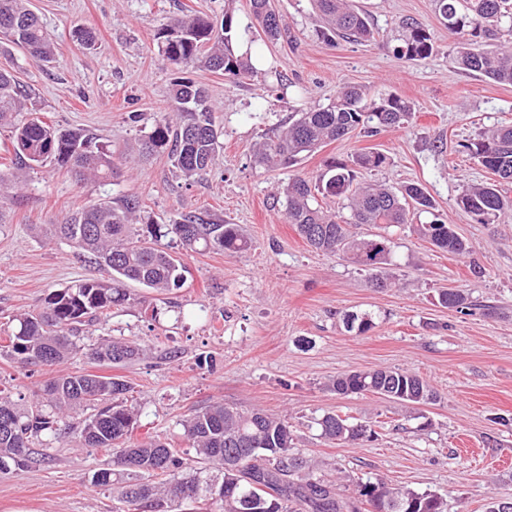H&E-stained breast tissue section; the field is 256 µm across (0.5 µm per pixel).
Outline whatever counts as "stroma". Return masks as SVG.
Returning <instances> with one entry per match:
<instances>
[{
    "label": "stroma",
    "instance_id": "obj_1",
    "mask_svg": "<svg viewBox=\"0 0 512 512\" xmlns=\"http://www.w3.org/2000/svg\"><path fill=\"white\" fill-rule=\"evenodd\" d=\"M375 39L317 35L310 0H273L288 36L267 40L250 0H30L57 47L42 66L21 48L0 44V66L13 69L30 91V108L61 129L82 131L133 159L116 184L76 181L49 163L0 183V314L40 306L51 291L99 270L50 226L66 212L101 198L138 197L146 224H167L177 213L204 211L240 225L250 250L181 253L182 286L156 296L153 310L130 285L135 301L96 315L81 332V349L62 372L121 375L141 410L134 439L149 436L185 449L181 420L211 402L259 408L291 418L296 453L322 461L327 479L348 475L391 488L436 491L457 512H485L491 497L512 494V217L492 224L457 204L471 184L492 181L467 145L480 131L512 125V85L457 68L455 38L440 22L435 0H354ZM232 4L235 40L264 60L244 82L195 68L224 132V150L205 180L179 177L170 158L136 157V143L169 112L171 73L159 53L158 31L182 13L222 17ZM411 19L433 45L424 59L396 57L400 24ZM92 29L97 48L74 39ZM366 87L410 101L408 127L373 137L356 135L303 156L294 170L317 174L326 158L371 149L386 164L359 181L421 184L437 214L454 225L470 251L453 255L421 239L414 225L390 228L395 243L389 287H372L365 272L310 248L284 223L283 187L291 171L265 170L253 155L262 138L280 132L290 113L324 106L340 87ZM466 290L474 303L463 315L439 304L446 288ZM348 314L369 316L367 333L347 330ZM119 337L142 348L120 367L94 364L85 351ZM399 368L427 380L438 399L412 406L377 394L342 396L336 376ZM50 371L0 357V389L33 398ZM340 412L369 422L375 434L357 446L321 439L314 419ZM509 425H501V418ZM49 462L0 478V512H113L112 491L91 476L107 454L80 447L73 435L53 440Z\"/></svg>",
    "mask_w": 512,
    "mask_h": 512
}]
</instances>
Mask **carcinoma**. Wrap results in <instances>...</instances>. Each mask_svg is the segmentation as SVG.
I'll return each mask as SVG.
<instances>
[{"label": "carcinoma", "mask_w": 512, "mask_h": 512, "mask_svg": "<svg viewBox=\"0 0 512 512\" xmlns=\"http://www.w3.org/2000/svg\"><path fill=\"white\" fill-rule=\"evenodd\" d=\"M323 20L322 40L333 46L336 38L367 42L373 31L364 13L350 0H315ZM448 33L458 39L455 64L477 72L497 84L512 85V48H483L482 40L512 30V0H435ZM252 15L267 39L282 35L281 19L271 0H251ZM232 9L217 20L203 15L172 19L163 29L161 54L172 71L171 109L175 119L163 117L142 138V153L168 152L174 167L187 181H202L215 166L222 149L223 131L216 124L206 90L184 76L191 67L224 72L246 79L254 68L248 54L235 51ZM0 37L25 49L38 62L56 61L54 40L28 0H0ZM433 46L425 29L415 23L402 26L396 55L405 60L424 59ZM29 95L7 68L0 67V126H8L13 139V168L32 169L47 161L65 168L81 180L112 182L123 170L112 152L78 130H62L38 117L19 118L29 111ZM414 118L407 100L390 94L371 98L360 87L343 88L327 106L297 112L288 126L257 145L258 162L269 167H291L303 154L357 130L366 137L386 128H401ZM468 149L478 162L499 177L473 184L462 191L458 205L480 217L481 223L512 211V198L503 185L512 184V126L487 130ZM379 152H357L345 160L329 158L315 177L295 174L283 189L285 219L307 244L347 258L370 275L376 288L388 286L386 266L394 242L386 234L352 235L351 224H409L423 214L432 215L416 225L418 234L436 248L455 255L469 252L451 224L434 213L431 197L418 183L399 188L356 182L361 170L386 164ZM348 201L350 218L323 210L317 196ZM56 233L92 255L102 271L99 279H84L50 293L41 307L15 316L8 344L0 356L26 365L58 366L78 349L75 332L86 319L130 301L127 284L136 283L157 295L180 287L186 268L174 257L171 244L185 251L216 248L233 253L251 248L237 224L218 223L202 213L180 212L160 228L141 224L134 200L123 197L90 201L62 216ZM440 304L463 315L472 302L459 288L438 295ZM346 327L363 334L372 319L354 314L344 317ZM141 350L123 339H110L89 350L90 358L112 365L127 363ZM340 395L383 393L409 404H430L437 395L428 382L402 369L379 368L351 372L332 381ZM130 385L118 376L63 373L50 380L42 399L21 407L0 390V474L26 471L45 460L33 445H45L70 430L85 448L112 454L96 470L91 482L100 487L121 485L116 512H452L446 496L434 491L386 488L369 480L355 482L356 496L345 497L336 484L318 474L322 463L293 453L296 435L286 417L228 407L218 401L181 420L182 437L190 451L181 452L159 438L131 441L140 411L128 403ZM84 417L73 426V413ZM319 436L358 445L375 431L328 412L315 421Z\"/></svg>", "instance_id": "cac0c4a2"}]
</instances>
